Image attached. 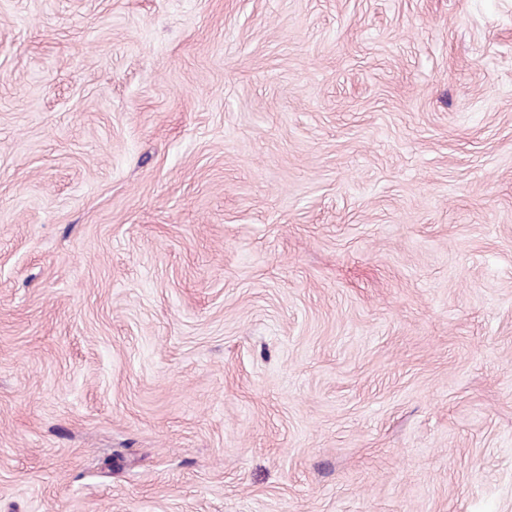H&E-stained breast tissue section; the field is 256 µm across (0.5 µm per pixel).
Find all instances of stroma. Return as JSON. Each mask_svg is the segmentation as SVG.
Here are the masks:
<instances>
[{"instance_id":"1","label":"stroma","mask_w":512,"mask_h":512,"mask_svg":"<svg viewBox=\"0 0 512 512\" xmlns=\"http://www.w3.org/2000/svg\"><path fill=\"white\" fill-rule=\"evenodd\" d=\"M0 512H512V0H0Z\"/></svg>"}]
</instances>
